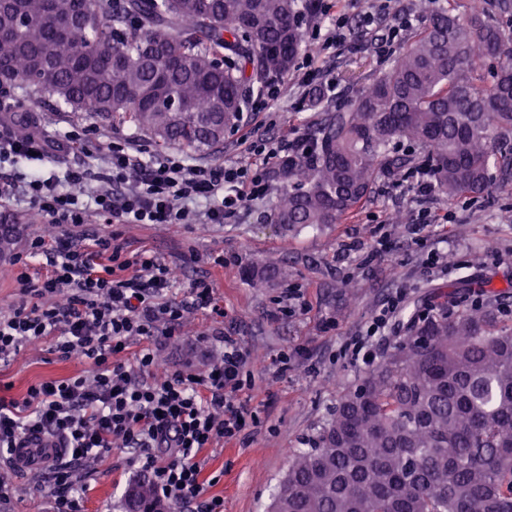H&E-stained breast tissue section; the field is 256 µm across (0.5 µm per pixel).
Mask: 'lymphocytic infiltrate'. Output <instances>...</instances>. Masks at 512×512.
I'll list each match as a JSON object with an SVG mask.
<instances>
[{"instance_id":"lymphocytic-infiltrate-1","label":"lymphocytic infiltrate","mask_w":512,"mask_h":512,"mask_svg":"<svg viewBox=\"0 0 512 512\" xmlns=\"http://www.w3.org/2000/svg\"><path fill=\"white\" fill-rule=\"evenodd\" d=\"M10 98V90L0 91V165L32 168L0 172V208L28 201L53 232L31 238L14 257L19 297L0 317V361L50 338L61 357L88 361L92 375L42 382L20 400L1 396L0 461L31 437L55 438L58 453L48 464L54 512H82L78 468L108 462L119 443L132 450L157 503L224 512L223 498L207 493L197 456L244 428L251 358L227 336L220 361L205 373L158 376L157 338L180 335L196 308L224 310L204 280L173 298L176 280L165 263L148 250L126 256L117 234L95 233L87 218L226 223L266 196L277 170L310 151L308 137L249 141L248 153L263 158L256 168L237 160L191 164L127 139L97 145L89 127L49 134L34 109L15 112ZM20 121L29 128L22 137L14 130ZM134 340L141 348L130 365L124 353Z\"/></svg>"}]
</instances>
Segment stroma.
Here are the masks:
<instances>
[{"label": "stroma", "instance_id": "1", "mask_svg": "<svg viewBox=\"0 0 512 512\" xmlns=\"http://www.w3.org/2000/svg\"><path fill=\"white\" fill-rule=\"evenodd\" d=\"M324 4L327 14L345 17L356 31L369 10L377 12L382 29L405 13L412 14L414 28L424 23L412 13L414 0ZM316 65L336 82V92L325 96L326 104L333 106L349 103L364 83L389 69L391 61L379 58L365 37L352 49L322 52ZM302 76L296 67L281 76L278 99L246 108L239 125L225 133L206 161L236 159L248 135L273 142L312 135L322 108L312 102ZM38 109L50 120L49 133L91 125L100 142L127 138L148 151L158 149L148 134L130 124L112 126L87 112L58 111L46 101ZM281 186L274 181L264 198L249 202L238 218L224 224H129L117 230L127 253L151 251L173 271L181 289L201 278L209 280L215 302L224 309L220 318L209 309L196 310L188 315L182 335L158 341L159 372L208 369L222 355L215 339L219 333L235 337L253 359L248 392L252 419L240 440L214 445L198 457L205 475L217 479L209 492L223 496L224 512H267L288 468L289 449L305 447L339 397L356 386L363 368L351 363L348 345L364 334L377 309L393 299L401 301L397 324L384 341L388 351L407 334L412 321L433 311L437 292H448L452 313L481 300L476 284L482 280L512 302V188L452 201L435 193L420 202L407 195L404 186L381 179L340 223L286 234L277 222ZM424 210L447 215L449 221L417 233L410 222L391 221L396 212L414 218ZM2 224L14 228L8 244L0 248V316H5L18 299L14 255L24 250L29 237L49 234L51 227L24 203L0 211ZM479 251L485 257L476 267L471 258ZM438 253L453 255L455 266L434 263ZM219 254L227 259L221 268L213 264ZM281 267L287 276L278 275ZM252 275L264 277L265 288L249 287ZM288 288L300 289L304 302L303 311L291 316L278 304ZM90 370L81 358H61L51 341L27 345L14 360L0 363V395L20 399L32 385L86 376ZM80 474L84 512H129L127 492L141 480L129 450L113 448L110 464H88ZM0 478L13 487L0 512H51L54 490L38 472L19 476L0 468Z\"/></svg>", "mask_w": 512, "mask_h": 512}]
</instances>
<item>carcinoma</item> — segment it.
<instances>
[{"label": "carcinoma", "mask_w": 512, "mask_h": 512, "mask_svg": "<svg viewBox=\"0 0 512 512\" xmlns=\"http://www.w3.org/2000/svg\"><path fill=\"white\" fill-rule=\"evenodd\" d=\"M314 0H5L0 85L133 124L204 154L246 90L288 73ZM428 23L346 106L327 107L309 155L285 170V232L338 224L377 180L421 164L448 198L512 184V0ZM494 61L491 80L486 65ZM420 149L397 155L394 140ZM146 484L131 512H158ZM270 512H512V326L489 305H448L400 337L292 450Z\"/></svg>", "instance_id": "carcinoma-1"}]
</instances>
